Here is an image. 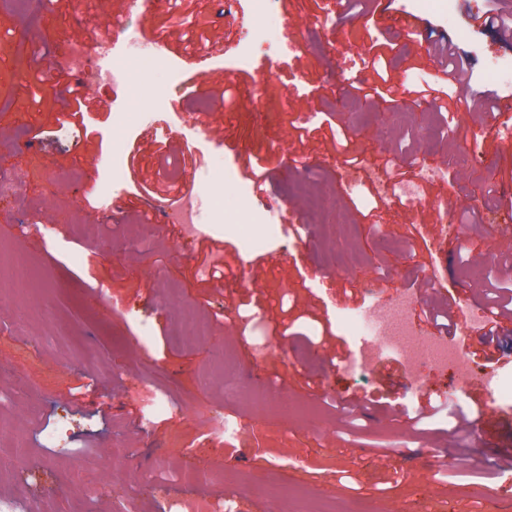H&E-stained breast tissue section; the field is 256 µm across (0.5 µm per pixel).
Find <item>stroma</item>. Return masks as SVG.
Segmentation results:
<instances>
[{"mask_svg":"<svg viewBox=\"0 0 512 512\" xmlns=\"http://www.w3.org/2000/svg\"><path fill=\"white\" fill-rule=\"evenodd\" d=\"M234 21L218 0H32L20 17L0 0V252L33 275L30 285L0 288V500L16 512H184L194 501L231 504L233 512H275L242 489L246 481L279 476L288 504L315 512L318 504L351 500L370 512H404L420 492L449 512H485L477 485L504 479L491 460L512 448V427L490 439L456 428L455 418L485 409L512 415V400L471 403L436 366H410L385 353L379 373L353 375L337 355L358 356L364 336L343 317L400 296L442 315L459 293L479 305L506 302L512 283V139L498 138L496 115L453 93L451 121L436 133V116L414 86L437 85L440 63L424 35L448 43L462 58L471 88L494 97L486 63L512 57L499 27H512V0H273L265 24L273 37L300 40L279 55L264 41L242 70L236 57L253 17L240 0ZM164 39L186 88L134 65L118 83H89L104 112L66 119L64 89L40 75L65 61L74 38L100 32ZM392 45L384 76L394 102L357 98L352 84L373 81L377 45ZM232 88L225 108L219 94ZM211 107L215 146L192 118ZM483 137L488 164L469 140ZM125 158V191L105 195L113 150ZM364 166L398 161L400 180L417 163L440 168L422 201L379 200L369 183L338 176L348 154ZM268 159L263 182L253 163ZM195 168V193L222 201L213 221L224 229L187 242L155 224L146 241L132 238L137 214L174 203L172 178ZM473 177L462 181L461 170ZM319 183L332 211L342 261L321 249V229L291 192L297 178ZM288 208L294 226L251 249L245 228L260 223L269 204ZM464 222L460 238L442 226ZM487 263L470 267L469 256ZM223 276L205 275L215 256ZM244 287L224 286L240 269ZM441 277L430 287L428 272ZM108 284L110 299L100 297ZM210 316L208 343L177 336L182 305ZM239 367L243 388L266 380L285 413L256 417L246 396H224L209 372L218 354ZM171 410L157 411L159 398ZM432 415L415 427L421 400ZM67 419L70 444L46 448L42 429ZM249 427L236 450L218 419ZM98 488L95 496L87 488Z\"/></svg>","mask_w":512,"mask_h":512,"instance_id":"obj_1","label":"stroma"}]
</instances>
